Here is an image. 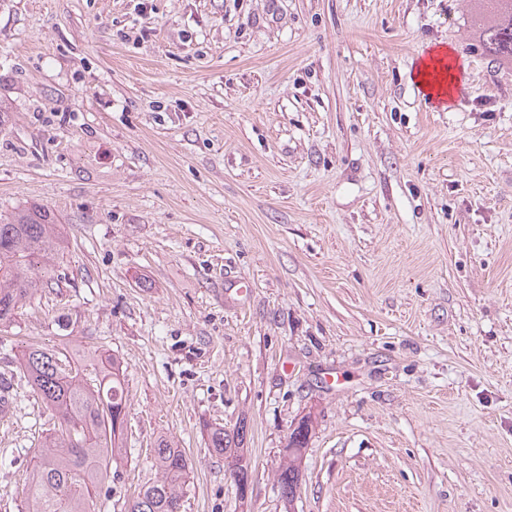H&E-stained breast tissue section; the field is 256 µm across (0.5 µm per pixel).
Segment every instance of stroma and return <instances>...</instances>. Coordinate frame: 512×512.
<instances>
[{"label": "stroma", "mask_w": 512, "mask_h": 512, "mask_svg": "<svg viewBox=\"0 0 512 512\" xmlns=\"http://www.w3.org/2000/svg\"><path fill=\"white\" fill-rule=\"evenodd\" d=\"M474 42L467 0H0V214L48 207L66 240L0 325V512L50 427L32 344L124 362L91 512L157 479L162 436L183 512H512V69ZM443 45L446 107L414 79ZM417 65L415 79L434 101L448 104L459 92L465 65L450 47L430 50ZM298 429L289 434L290 440L286 446L288 454L284 458L277 478L281 496L288 503L293 502L299 488V470L296 462L308 445V435L312 429L309 417L300 420ZM244 426H240L231 433L227 430H224V426L213 427L211 426L209 429V448L212 449L214 453L219 456H224V458H237L242 461V463L236 462L232 458L228 460L225 459V466L229 474H232L240 491V494H246L248 483H249V474L247 471V475L243 478V471L245 468H242V465L245 462V467H248V463L246 461V448H240V446L244 441ZM244 461V462H243Z\"/></svg>", "instance_id": "35a3bbf8"}]
</instances>
